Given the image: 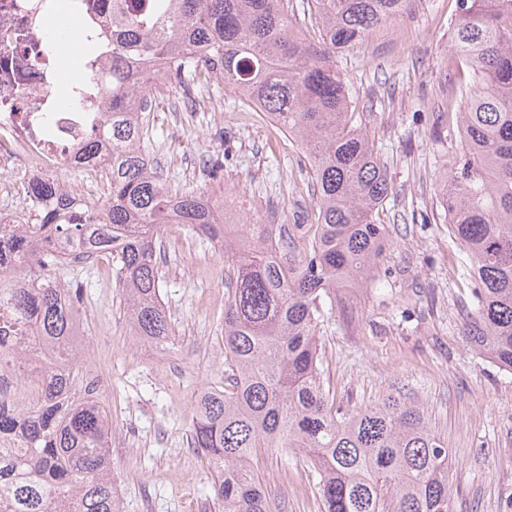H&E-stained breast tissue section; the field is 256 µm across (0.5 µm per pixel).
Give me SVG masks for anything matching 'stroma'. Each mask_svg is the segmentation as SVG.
I'll list each match as a JSON object with an SVG mask.
<instances>
[{
	"label": "stroma",
	"mask_w": 512,
	"mask_h": 512,
	"mask_svg": "<svg viewBox=\"0 0 512 512\" xmlns=\"http://www.w3.org/2000/svg\"><path fill=\"white\" fill-rule=\"evenodd\" d=\"M455 14V0H406L336 56L352 109L387 166L391 195L376 220L393 245L377 287L343 286L325 298L323 378L349 408L390 395L424 405L448 443L452 512H512V373L463 335L471 293L453 274L459 249L436 193L459 145L448 124V85L470 80L451 50ZM191 95L192 112L175 84L160 86L152 103L155 155L167 181L241 199L243 213L296 234L313 207L301 146L222 81ZM206 159L223 162V180L203 175ZM116 267L102 254L31 276L82 292L80 370L103 380L98 400L112 418V480L123 512H212L210 476L190 446L189 424L195 398L224 385V256L185 225L163 228L161 295L177 331L164 348L132 336ZM256 471L281 512H320L316 474L295 453L263 452Z\"/></svg>",
	"instance_id": "stroma-1"
}]
</instances>
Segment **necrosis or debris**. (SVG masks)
<instances>
[{
    "label": "necrosis or debris",
    "mask_w": 512,
    "mask_h": 512,
    "mask_svg": "<svg viewBox=\"0 0 512 512\" xmlns=\"http://www.w3.org/2000/svg\"><path fill=\"white\" fill-rule=\"evenodd\" d=\"M65 12L91 46L81 55V76L69 85L53 36ZM111 104L107 0H0V169L25 175L31 184L54 180L65 168H83L84 186L66 191L74 202L67 223H89L83 202L107 184L101 159L111 149L102 123ZM41 397L37 376L24 375L15 360H0V409L31 408Z\"/></svg>",
    "instance_id": "4bbe7bcc"
}]
</instances>
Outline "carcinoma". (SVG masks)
<instances>
[{"label": "carcinoma", "mask_w": 512, "mask_h": 512, "mask_svg": "<svg viewBox=\"0 0 512 512\" xmlns=\"http://www.w3.org/2000/svg\"><path fill=\"white\" fill-rule=\"evenodd\" d=\"M319 37L296 27L293 0H111L110 180L74 263L112 253L119 263L132 335L162 346L176 336L160 296V232L184 224L224 246V387L200 393L190 444L212 476L218 512H274L256 477L259 452H297L317 474L320 512H450L448 443L417 405L389 397L349 410L321 378L322 299L343 284L371 288L392 247L374 213L389 198L387 170L336 53L401 10L404 0H310ZM451 48L473 78L448 117L460 149L437 178L448 231L471 285L464 335L471 348L512 372V0H456ZM224 86L303 146L312 170L314 224L308 246L271 257L268 225L227 220L224 197L208 199L158 175L147 146L158 83L188 90ZM20 224L12 271L59 255ZM12 306L35 337L20 358L45 357L44 396L6 414L24 451L0 455V512H122L112 492L109 415L76 388L81 352L74 304L51 284L19 288Z\"/></svg>", "instance_id": "1"}]
</instances>
